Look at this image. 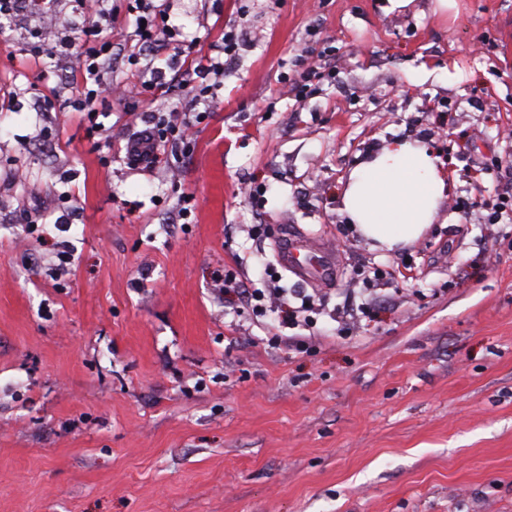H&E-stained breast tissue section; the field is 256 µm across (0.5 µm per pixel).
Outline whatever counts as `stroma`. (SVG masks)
I'll list each match as a JSON object with an SVG mask.
<instances>
[{"label": "stroma", "mask_w": 512, "mask_h": 512, "mask_svg": "<svg viewBox=\"0 0 512 512\" xmlns=\"http://www.w3.org/2000/svg\"><path fill=\"white\" fill-rule=\"evenodd\" d=\"M164 4L192 49L150 100L124 0H97L129 86L99 102L100 136L62 47L87 10L49 0L47 39L38 13L0 18V512H512V223L485 211L512 193V0ZM206 57L224 70L202 103ZM171 112L205 113L192 148L129 163ZM398 139L452 183L426 234L387 251L341 191ZM290 234L335 246L334 280L279 263ZM272 287L298 327L248 304Z\"/></svg>", "instance_id": "stroma-1"}]
</instances>
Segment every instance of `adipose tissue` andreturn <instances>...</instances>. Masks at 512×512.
I'll list each match as a JSON object with an SVG mask.
<instances>
[{"label": "adipose tissue", "mask_w": 512, "mask_h": 512, "mask_svg": "<svg viewBox=\"0 0 512 512\" xmlns=\"http://www.w3.org/2000/svg\"><path fill=\"white\" fill-rule=\"evenodd\" d=\"M447 199L444 163L417 141L396 142L359 162L342 193V210L372 247L416 242Z\"/></svg>", "instance_id": "ef3b65f1"}]
</instances>
